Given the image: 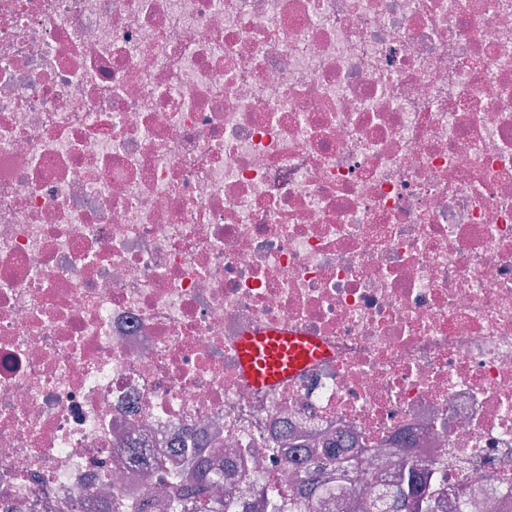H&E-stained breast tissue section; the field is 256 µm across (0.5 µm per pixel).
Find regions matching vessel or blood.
I'll list each match as a JSON object with an SVG mask.
<instances>
[{
  "label": "vessel or blood",
  "mask_w": 512,
  "mask_h": 512,
  "mask_svg": "<svg viewBox=\"0 0 512 512\" xmlns=\"http://www.w3.org/2000/svg\"><path fill=\"white\" fill-rule=\"evenodd\" d=\"M238 352L246 380L270 387L317 359L322 349L305 336L265 331L241 338Z\"/></svg>",
  "instance_id": "1"
}]
</instances>
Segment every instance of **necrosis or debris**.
<instances>
[{
  "instance_id": "4bbe7bcc",
  "label": "necrosis or debris",
  "mask_w": 512,
  "mask_h": 512,
  "mask_svg": "<svg viewBox=\"0 0 512 512\" xmlns=\"http://www.w3.org/2000/svg\"><path fill=\"white\" fill-rule=\"evenodd\" d=\"M328 438L512 512V0H0V512L193 452L264 512ZM238 352L246 380L270 387L317 359L322 348L305 336L265 331L241 338Z\"/></svg>"
}]
</instances>
